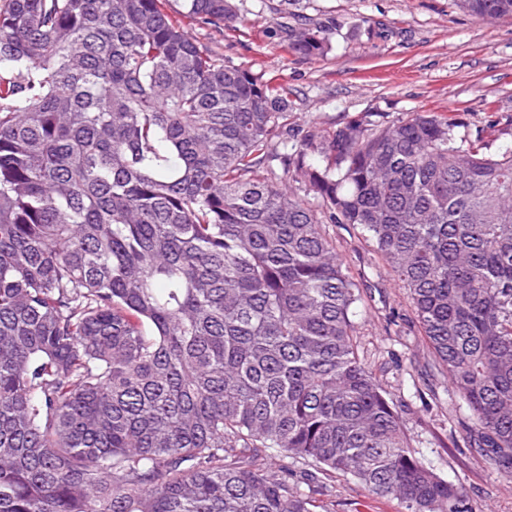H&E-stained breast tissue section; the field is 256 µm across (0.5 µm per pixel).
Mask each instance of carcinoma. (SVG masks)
<instances>
[{"instance_id":"cac0c4a2","label":"carcinoma","mask_w":512,"mask_h":512,"mask_svg":"<svg viewBox=\"0 0 512 512\" xmlns=\"http://www.w3.org/2000/svg\"><path fill=\"white\" fill-rule=\"evenodd\" d=\"M183 7L239 19L233 0ZM283 30L295 55L331 50L321 27ZM287 96L163 0H3L0 512H329L296 467L473 512L359 357L360 286L325 224L395 273L463 439L512 479V146L415 112L290 147Z\"/></svg>"}]
</instances>
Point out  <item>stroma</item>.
Wrapping results in <instances>:
<instances>
[{"label": "stroma", "instance_id": "35a3bbf8", "mask_svg": "<svg viewBox=\"0 0 512 512\" xmlns=\"http://www.w3.org/2000/svg\"><path fill=\"white\" fill-rule=\"evenodd\" d=\"M235 3L242 21L222 30L186 17L181 0L164 7L225 65L287 86L289 142H301L309 127L332 131L366 114L390 122L449 111L462 135L497 123L490 152L512 144V16L480 21L450 0H300L289 16L280 0ZM284 21L324 27L331 51L291 54ZM325 231L362 291L354 318L359 354L395 405L411 447L442 478L465 486L475 512H512V480L463 442L467 411L434 369L406 290L358 230L329 224ZM327 498L334 512H405L343 476L329 481Z\"/></svg>", "mask_w": 512, "mask_h": 512}]
</instances>
